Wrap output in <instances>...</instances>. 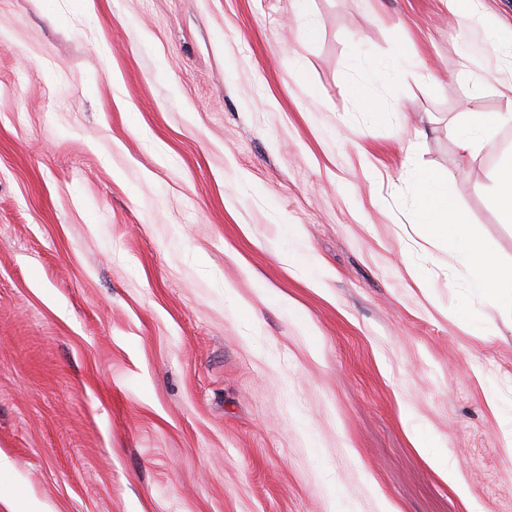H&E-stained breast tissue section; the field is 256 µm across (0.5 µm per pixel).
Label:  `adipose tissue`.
<instances>
[{
  "mask_svg": "<svg viewBox=\"0 0 512 512\" xmlns=\"http://www.w3.org/2000/svg\"><path fill=\"white\" fill-rule=\"evenodd\" d=\"M512 126V112H461L448 122V135L455 140L462 160L479 156L501 127ZM419 183L416 218L430 236L446 238L450 248L464 258L469 275L464 283L468 295L484 297L512 313V267L504 268L481 247L474 229L467 224L448 196L446 187L436 185L423 171L411 175ZM501 223L512 224V153H503L490 183L479 184Z\"/></svg>",
  "mask_w": 512,
  "mask_h": 512,
  "instance_id": "ef3b65f1",
  "label": "adipose tissue"
}]
</instances>
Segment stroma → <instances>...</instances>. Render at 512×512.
<instances>
[{
  "label": "stroma",
  "instance_id": "35a3bbf8",
  "mask_svg": "<svg viewBox=\"0 0 512 512\" xmlns=\"http://www.w3.org/2000/svg\"><path fill=\"white\" fill-rule=\"evenodd\" d=\"M458 31L444 0H0V512H512V318L405 177L512 265L475 190L502 143L447 135L512 104ZM396 52L438 85L361 111ZM512 126V112H457L448 121V137L455 140L463 162L474 160L501 127ZM414 182L420 184L417 223L424 233L444 237L469 266L463 288L473 297H485L495 302L512 317V267L504 268L481 247L474 229L467 224L448 197L445 186L435 187L433 177L414 171ZM411 429L414 434L416 446L420 447L419 449H421L430 458L434 465L444 473L446 478L448 477V484L452 487H457L459 484L457 480L458 467L449 465L446 457L442 453L433 449L442 448L438 439L435 436L429 435L427 439L422 440L416 434L415 427H412Z\"/></svg>",
  "mask_w": 512,
  "mask_h": 512
}]
</instances>
